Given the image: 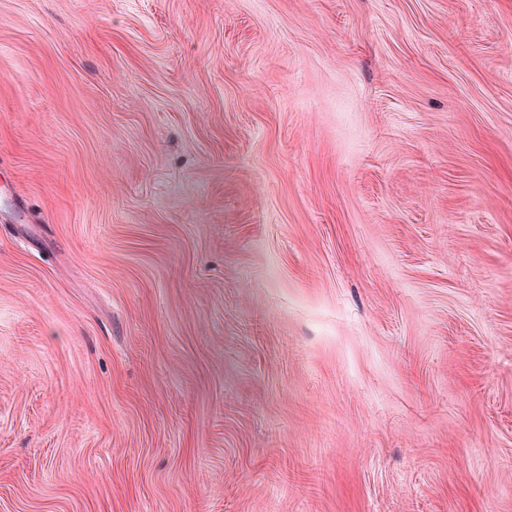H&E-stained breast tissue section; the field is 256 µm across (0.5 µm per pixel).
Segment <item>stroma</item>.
Masks as SVG:
<instances>
[{"label":"stroma","instance_id":"obj_1","mask_svg":"<svg viewBox=\"0 0 512 512\" xmlns=\"http://www.w3.org/2000/svg\"><path fill=\"white\" fill-rule=\"evenodd\" d=\"M0 512H512V0H0Z\"/></svg>","mask_w":512,"mask_h":512}]
</instances>
